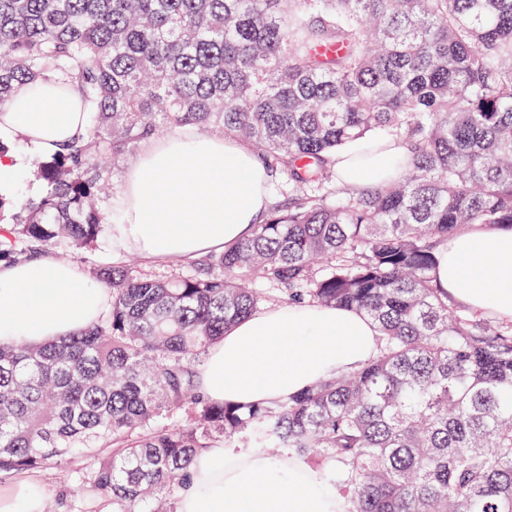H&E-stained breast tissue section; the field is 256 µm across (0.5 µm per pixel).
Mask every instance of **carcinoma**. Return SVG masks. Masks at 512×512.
Listing matches in <instances>:
<instances>
[{"label":"carcinoma","mask_w":512,"mask_h":512,"mask_svg":"<svg viewBox=\"0 0 512 512\" xmlns=\"http://www.w3.org/2000/svg\"><path fill=\"white\" fill-rule=\"evenodd\" d=\"M47 80L87 131L38 166L0 262L87 248L108 163L170 129L245 142L293 194L188 272L96 270L92 326L0 345V479L67 472L70 512H177L195 457L233 445L315 470L342 512H512V334L433 275L449 234L512 225V0H0V105ZM382 128L409 147L398 179L330 184ZM256 278L365 315L376 353L268 405L210 399L199 362L260 307Z\"/></svg>","instance_id":"carcinoma-1"}]
</instances>
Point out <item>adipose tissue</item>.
<instances>
[{
    "instance_id": "ef3b65f1",
    "label": "adipose tissue",
    "mask_w": 512,
    "mask_h": 512,
    "mask_svg": "<svg viewBox=\"0 0 512 512\" xmlns=\"http://www.w3.org/2000/svg\"><path fill=\"white\" fill-rule=\"evenodd\" d=\"M75 92H21L0 107V140L18 139L47 156L84 133ZM407 152L399 139L367 153L362 142L337 151L335 170L352 189L399 176ZM268 173L259 156L230 137L181 132L146 143L131 164L112 228L117 245L141 259L178 261L223 250L251 236L269 208ZM436 281L474 312L512 320V228L472 224L448 238ZM112 294L70 263L46 255L0 265V344L40 345L91 326ZM377 330L350 310L317 304L263 309L228 328L200 370L213 399L273 402L349 373L377 347ZM39 483L17 477L0 487V512H43ZM179 512H338V498L315 474L284 457L211 448L194 460Z\"/></svg>"
}]
</instances>
